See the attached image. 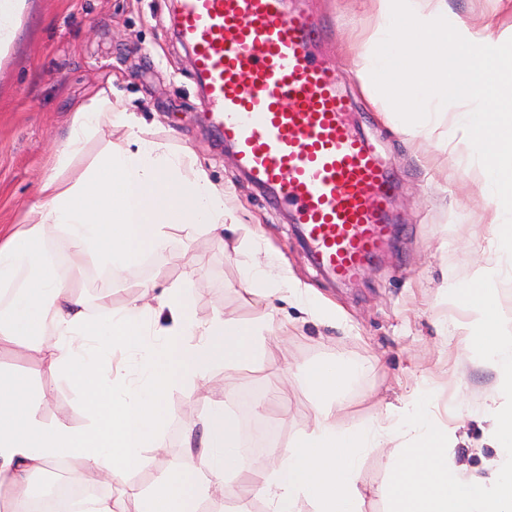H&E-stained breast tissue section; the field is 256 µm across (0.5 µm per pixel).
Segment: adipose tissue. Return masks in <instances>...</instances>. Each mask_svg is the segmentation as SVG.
<instances>
[{
	"instance_id": "ef3b65f1",
	"label": "adipose tissue",
	"mask_w": 512,
	"mask_h": 512,
	"mask_svg": "<svg viewBox=\"0 0 512 512\" xmlns=\"http://www.w3.org/2000/svg\"><path fill=\"white\" fill-rule=\"evenodd\" d=\"M368 2L377 30L353 58L356 78L388 101H420L421 111L400 119L412 143L434 138L446 125L461 132L478 159L488 221L501 231L462 325L496 377L484 405L498 448L491 476L465 474L452 462L455 432L423 411L430 395L422 388L402 406L388 407L381 421L340 426L344 392L361 368L327 361L303 373L316 400L311 426L273 451L267 464H244L235 416L223 401H213L202 421V454L137 492L138 512H190L191 501L229 476L239 480V512L257 498L269 501L270 512H361L360 460L367 449L386 446L392 450L390 512H512V325L493 295L497 282L512 279V45L494 38L493 19L470 24L449 14L447 0ZM461 51L482 61L467 92L449 76L451 58ZM452 99L474 106L452 112ZM105 115L115 116L127 134L86 158ZM79 160L84 169L72 172ZM229 217L225 193L207 172L141 137L123 100L104 90L74 112L56 170L41 181L26 223L0 225V347L40 354L75 392L88 423H44L30 380L0 372V488L13 490L16 504L31 497L29 478L59 460L76 461V482L121 481L143 464L144 450L163 448L164 405L175 385L204 380L220 364L236 367L263 353L264 331L288 330L287 321L271 314L260 325L220 315L202 322L186 289L157 293L149 284L124 307L104 302L89 315L48 248V230L65 235L71 256L121 271L137 265L144 248L165 250L197 225L221 230ZM153 314L170 321L156 339L145 331ZM118 349L134 364L133 380L105 375Z\"/></svg>"
}]
</instances>
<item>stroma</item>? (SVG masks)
Here are the masks:
<instances>
[{"instance_id": "obj_1", "label": "stroma", "mask_w": 512, "mask_h": 512, "mask_svg": "<svg viewBox=\"0 0 512 512\" xmlns=\"http://www.w3.org/2000/svg\"><path fill=\"white\" fill-rule=\"evenodd\" d=\"M447 2L450 13L470 20L495 17L496 37L512 41V0ZM288 5L319 18L316 47L352 101L350 122L377 145L396 184L390 244L351 283L332 280L312 264L286 210L242 174L232 148L215 132L200 103L190 57L171 33L172 0H25L12 42L0 49V225L22 223L57 160L76 107L103 88L130 103L144 138L188 153L227 192L233 218L220 234L196 230L164 251L149 252L148 265L118 274L89 260L74 268L71 280L85 296L88 313H95L99 296L111 295L118 309L142 284L162 289L187 279L199 320L220 314L252 324L271 313L293 322L280 338L289 371L281 370L273 354L229 371L219 365L203 382L173 387L166 402L165 456L145 451L143 465L112 486L124 496L126 512L138 507L129 489L148 488L172 464L198 453L191 439L213 401L231 408L245 389L279 385L288 400L272 411V445L287 447L314 418L300 372L324 360L366 366L346 394L348 408L339 425L375 420L385 405H402L425 384L435 393L437 417L457 431L455 459L466 473L488 476L486 463L497 454L489 425L480 419L495 374L459 326L467 316L465 303L448 293L449 286L476 283L496 248L484 222L479 168L456 166V157L468 152L459 133L415 146L385 119L376 94L362 89L349 50L374 33L372 9L360 0ZM257 262L273 263L283 280L335 304V319L316 316L304 303L246 291L243 271ZM1 369L25 374L42 392L45 422L87 424L74 392L42 363L4 350ZM390 462L387 448L363 456L362 512H388Z\"/></svg>"}]
</instances>
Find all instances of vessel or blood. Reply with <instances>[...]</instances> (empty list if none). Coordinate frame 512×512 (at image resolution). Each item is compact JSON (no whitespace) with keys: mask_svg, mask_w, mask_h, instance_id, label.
<instances>
[{"mask_svg":"<svg viewBox=\"0 0 512 512\" xmlns=\"http://www.w3.org/2000/svg\"><path fill=\"white\" fill-rule=\"evenodd\" d=\"M213 126L240 168L293 210L319 267L357 277L389 242L394 189L374 144L353 132L334 68L311 51L316 18L287 0H174Z\"/></svg>","mask_w":512,"mask_h":512,"instance_id":"b4317fda","label":"vessel or blood"}]
</instances>
